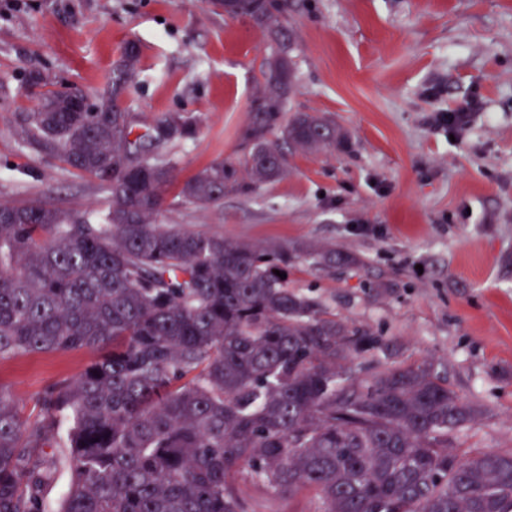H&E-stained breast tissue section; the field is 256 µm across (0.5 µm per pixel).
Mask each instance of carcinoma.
Listing matches in <instances>:
<instances>
[{
    "mask_svg": "<svg viewBox=\"0 0 512 512\" xmlns=\"http://www.w3.org/2000/svg\"><path fill=\"white\" fill-rule=\"evenodd\" d=\"M218 4L279 50L262 65L247 152L211 163L174 198L167 147L194 137L200 118L116 111L135 85L136 45L96 111H75L80 91L47 90L24 116L31 137L98 181L107 203L76 217L0 202V361L102 355L29 413L0 387V512H253L235 482L244 471L276 493L314 492V512H512V452L450 445L477 411L426 364L361 377L355 361L381 339L274 274L359 259L159 223L177 204L205 208L278 179L287 146L336 145L319 116L283 118L296 84L288 0ZM61 446L51 459L34 453ZM63 471L67 491L51 501Z\"/></svg>",
    "mask_w": 512,
    "mask_h": 512,
    "instance_id": "carcinoma-1",
    "label": "carcinoma"
}]
</instances>
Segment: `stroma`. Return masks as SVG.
Here are the masks:
<instances>
[{
    "label": "stroma",
    "instance_id": "obj_1",
    "mask_svg": "<svg viewBox=\"0 0 512 512\" xmlns=\"http://www.w3.org/2000/svg\"><path fill=\"white\" fill-rule=\"evenodd\" d=\"M284 22L297 81L285 111L326 118L342 143L290 150L286 174L258 192L181 204L163 223L359 257L331 271L298 265L289 285L381 339L358 359L362 375L427 362L481 407L456 450H512V0H291ZM129 43L141 52L129 112L202 119L167 148L177 182L245 152L276 49L249 19L207 0H0V201L102 209L96 182L28 138L23 116L39 97L29 78L97 101ZM466 105L464 126L438 128V113ZM96 357L24 354L0 362V386L28 411ZM239 484L257 512L314 508L309 491Z\"/></svg>",
    "mask_w": 512,
    "mask_h": 512
}]
</instances>
